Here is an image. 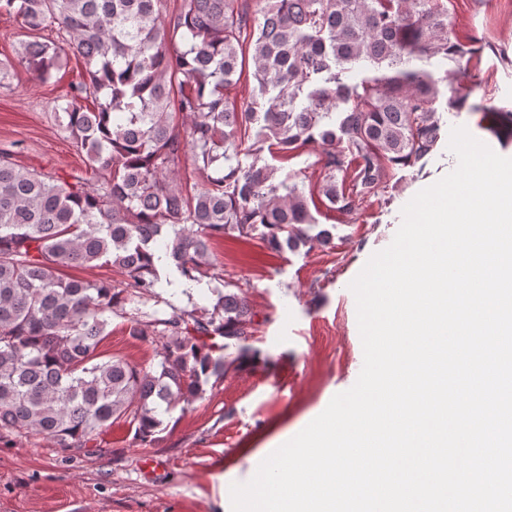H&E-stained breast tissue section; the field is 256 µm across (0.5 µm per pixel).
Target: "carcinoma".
I'll return each instance as SVG.
<instances>
[{"label": "carcinoma", "instance_id": "obj_1", "mask_svg": "<svg viewBox=\"0 0 512 512\" xmlns=\"http://www.w3.org/2000/svg\"><path fill=\"white\" fill-rule=\"evenodd\" d=\"M257 2L0 0L26 30L56 31L23 43L17 64L33 77L49 80L69 53L83 59L54 112L100 178L91 189L0 152V431L82 450L124 417L153 444L162 414L257 355L243 296L214 288L212 310L177 307L160 270H175L189 296L224 235L274 252L329 246L330 230L310 234L315 199L351 212L436 148L435 69L478 53L451 39L446 0ZM248 58L258 92L239 104L226 90ZM307 144L322 147L309 175L278 179L262 157ZM184 160L201 181L170 176ZM312 178L306 194L298 180ZM97 265L125 281L61 274ZM114 315L160 344L156 366L98 359Z\"/></svg>", "mask_w": 512, "mask_h": 512}]
</instances>
